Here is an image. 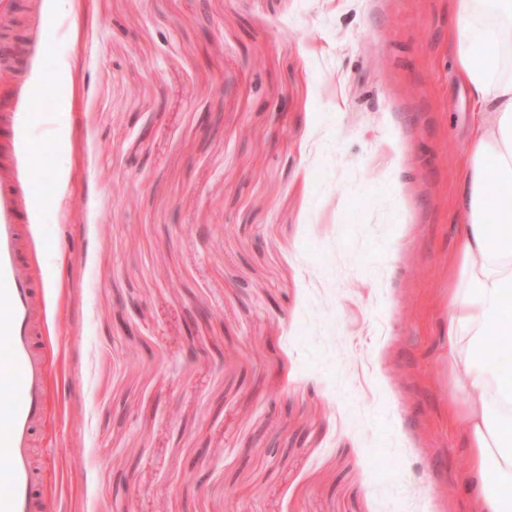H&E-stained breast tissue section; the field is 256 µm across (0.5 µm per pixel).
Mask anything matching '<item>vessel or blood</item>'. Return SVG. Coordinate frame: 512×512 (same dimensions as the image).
Returning <instances> with one entry per match:
<instances>
[{
  "label": "vessel or blood",
  "mask_w": 512,
  "mask_h": 512,
  "mask_svg": "<svg viewBox=\"0 0 512 512\" xmlns=\"http://www.w3.org/2000/svg\"><path fill=\"white\" fill-rule=\"evenodd\" d=\"M0 143V512H47L36 430L49 398L47 288L33 277L32 247L6 165L20 132Z\"/></svg>",
  "instance_id": "1"
}]
</instances>
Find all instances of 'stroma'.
<instances>
[{
    "instance_id": "1",
    "label": "stroma",
    "mask_w": 512,
    "mask_h": 512,
    "mask_svg": "<svg viewBox=\"0 0 512 512\" xmlns=\"http://www.w3.org/2000/svg\"><path fill=\"white\" fill-rule=\"evenodd\" d=\"M48 512H474L448 0H18Z\"/></svg>"
}]
</instances>
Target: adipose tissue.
Listing matches in <instances>:
<instances>
[{
    "mask_svg": "<svg viewBox=\"0 0 512 512\" xmlns=\"http://www.w3.org/2000/svg\"><path fill=\"white\" fill-rule=\"evenodd\" d=\"M453 77L470 98L467 150L457 182L464 223L450 260L448 372L473 394L452 408L465 428L479 512H506L488 472L512 480V0H449Z\"/></svg>",
    "mask_w": 512,
    "mask_h": 512,
    "instance_id": "ef3b65f1",
    "label": "adipose tissue"
}]
</instances>
